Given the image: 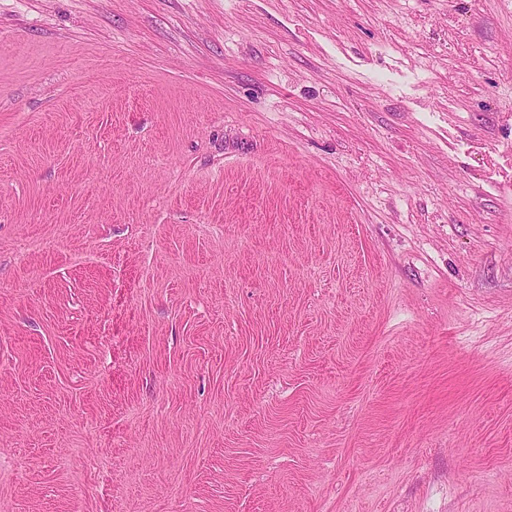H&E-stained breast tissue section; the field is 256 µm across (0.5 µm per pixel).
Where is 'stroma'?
Masks as SVG:
<instances>
[{"label": "stroma", "instance_id": "1", "mask_svg": "<svg viewBox=\"0 0 512 512\" xmlns=\"http://www.w3.org/2000/svg\"><path fill=\"white\" fill-rule=\"evenodd\" d=\"M0 512H512V0H0Z\"/></svg>", "mask_w": 512, "mask_h": 512}]
</instances>
